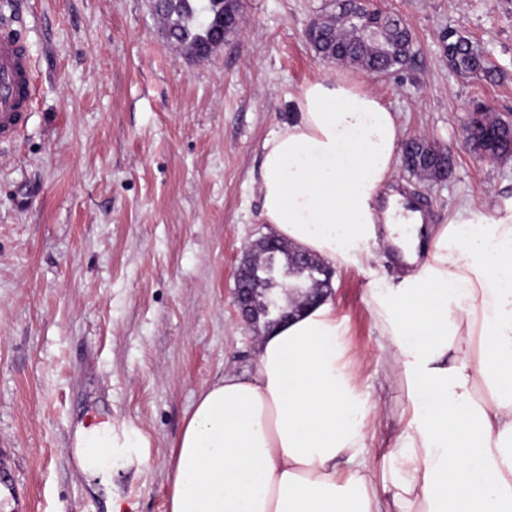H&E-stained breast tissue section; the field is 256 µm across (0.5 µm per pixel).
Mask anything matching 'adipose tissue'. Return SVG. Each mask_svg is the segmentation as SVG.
I'll list each match as a JSON object with an SVG mask.
<instances>
[{
  "mask_svg": "<svg viewBox=\"0 0 512 512\" xmlns=\"http://www.w3.org/2000/svg\"><path fill=\"white\" fill-rule=\"evenodd\" d=\"M262 145L272 234L332 268L395 256L367 305L407 423L379 486L332 297L265 331L256 365L203 388L176 443L167 512H512V196L445 224L403 216L398 116L339 72L300 88Z\"/></svg>",
  "mask_w": 512,
  "mask_h": 512,
  "instance_id": "adipose-tissue-1",
  "label": "adipose tissue"
}]
</instances>
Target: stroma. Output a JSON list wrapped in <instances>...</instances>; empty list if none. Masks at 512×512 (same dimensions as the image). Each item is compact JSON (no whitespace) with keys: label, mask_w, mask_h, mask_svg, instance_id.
Instances as JSON below:
<instances>
[{"label":"stroma","mask_w":512,"mask_h":512,"mask_svg":"<svg viewBox=\"0 0 512 512\" xmlns=\"http://www.w3.org/2000/svg\"><path fill=\"white\" fill-rule=\"evenodd\" d=\"M37 95L0 142V512H166L172 451L199 392L253 368L257 332L234 302L245 244L264 233L262 143L291 98L331 72L306 29L336 0H238L207 61L172 44L149 0H11ZM403 16L410 60L348 74L397 112L404 137L448 155L443 181L399 171L431 223L512 194V158L464 127L482 106L512 121V0H373ZM455 31L489 73L448 66ZM388 265L336 269V316L363 361L361 392L388 407L366 306ZM112 423V484L88 485L76 433Z\"/></svg>","instance_id":"35a3bbf8"}]
</instances>
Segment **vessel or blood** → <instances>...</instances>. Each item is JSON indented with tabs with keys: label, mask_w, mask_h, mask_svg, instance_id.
Returning <instances> with one entry per match:
<instances>
[{
	"label": "vessel or blood",
	"mask_w": 512,
	"mask_h": 512,
	"mask_svg": "<svg viewBox=\"0 0 512 512\" xmlns=\"http://www.w3.org/2000/svg\"><path fill=\"white\" fill-rule=\"evenodd\" d=\"M35 94L32 62L10 26L0 27V139H12L25 122Z\"/></svg>",
	"instance_id": "1"
}]
</instances>
